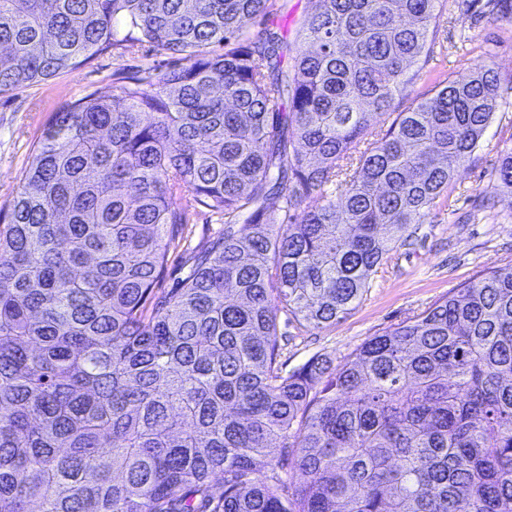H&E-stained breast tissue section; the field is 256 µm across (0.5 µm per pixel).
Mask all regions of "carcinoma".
Returning a JSON list of instances; mask_svg holds the SVG:
<instances>
[{
	"label": "carcinoma",
	"instance_id": "obj_1",
	"mask_svg": "<svg viewBox=\"0 0 512 512\" xmlns=\"http://www.w3.org/2000/svg\"><path fill=\"white\" fill-rule=\"evenodd\" d=\"M266 2L0 0V94L178 57L54 113L0 217V512H512V272L278 360V310L343 318L448 191L496 74L376 127L448 0H318L298 53L245 32ZM201 209L224 230L166 288Z\"/></svg>",
	"mask_w": 512,
	"mask_h": 512
}]
</instances>
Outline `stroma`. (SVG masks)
<instances>
[{
    "mask_svg": "<svg viewBox=\"0 0 512 512\" xmlns=\"http://www.w3.org/2000/svg\"><path fill=\"white\" fill-rule=\"evenodd\" d=\"M316 5V0H268L264 16L249 21L246 29L252 35L267 28L281 32L304 49L301 25ZM439 28L437 50L443 64L422 63L408 91L395 97L393 111L407 110L413 98L430 96L445 77H461L486 65L499 77L493 119L447 194L437 199L423 223L408 225L405 244L390 251L363 298L343 319L313 329L279 312V361L286 371L319 355L343 360L369 338L483 272L512 271V195L495 179L502 151L512 148V17L502 16L485 0H458L456 12L442 16ZM172 63L166 53L112 49L46 82L0 94V209L10 208L54 112L90 92L112 94L122 76L147 67L163 70Z\"/></svg>",
    "mask_w": 512,
    "mask_h": 512,
    "instance_id": "obj_1",
    "label": "stroma"
}]
</instances>
